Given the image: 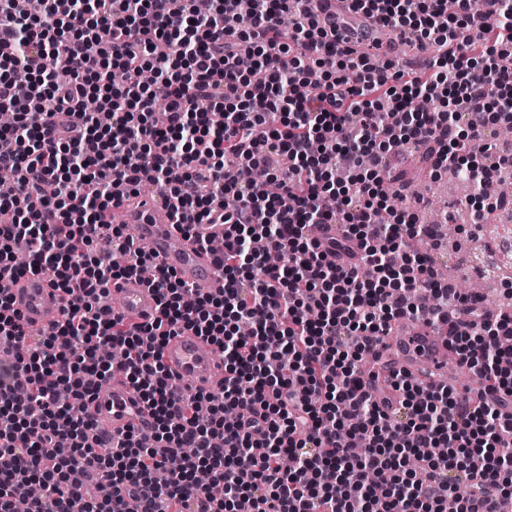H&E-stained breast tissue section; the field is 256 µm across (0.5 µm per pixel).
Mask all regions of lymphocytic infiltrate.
<instances>
[{
    "mask_svg": "<svg viewBox=\"0 0 512 512\" xmlns=\"http://www.w3.org/2000/svg\"><path fill=\"white\" fill-rule=\"evenodd\" d=\"M305 2L255 0L230 28L237 0L204 16L195 0H44L36 17L0 0V108L16 116L0 175L17 181L0 198V339L17 350L0 364V512L36 482L30 512H120L126 495L139 512H445L450 500L486 512L512 497V311L438 277L435 225L382 176L399 143L440 172L462 169L477 141V179L512 171L484 119L512 115V0H353L428 51L420 72L344 47ZM111 68L123 85L106 83ZM419 97L433 111H415ZM248 162L271 192L254 194ZM146 181L185 233L223 224V291L194 290L109 221ZM314 224L344 233L324 251ZM45 272L63 318L33 339L10 289ZM133 277L155 293L142 322L101 303ZM409 318L455 327L452 351L484 381L477 399L406 373L390 382L398 408L365 391L362 357ZM185 328L220 351L225 377L221 396L180 405L163 349ZM117 370L154 425L96 439L88 403Z\"/></svg>",
    "mask_w": 512,
    "mask_h": 512,
    "instance_id": "1",
    "label": "lymphocytic infiltrate"
}]
</instances>
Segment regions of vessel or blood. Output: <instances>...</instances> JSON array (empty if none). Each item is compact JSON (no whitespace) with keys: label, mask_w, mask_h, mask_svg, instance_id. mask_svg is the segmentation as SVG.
<instances>
[{"label":"vessel or blood","mask_w":512,"mask_h":512,"mask_svg":"<svg viewBox=\"0 0 512 512\" xmlns=\"http://www.w3.org/2000/svg\"><path fill=\"white\" fill-rule=\"evenodd\" d=\"M117 211L124 223L136 225L139 238L150 241L156 260L182 280L213 291L223 288L224 277L214 256L204 250L196 238L178 230L163 195L141 191L133 202L123 203ZM112 293L119 298L120 309L130 320L141 321L154 312V293L139 279L119 281L113 285ZM12 294L27 326L48 330L63 316L62 295L50 274L24 277ZM395 346L400 352L397 370L410 374L421 367L432 372L441 370L448 354L445 339L436 337L430 326L421 323L411 333L398 337ZM163 362L171 376L183 385L211 393L221 389L223 362L217 358L213 347L192 331H181L169 339L163 351ZM92 409L101 427L115 436L130 432L147 434L153 426L150 411L121 374L114 375L111 382L101 388Z\"/></svg>","instance_id":"1"}]
</instances>
